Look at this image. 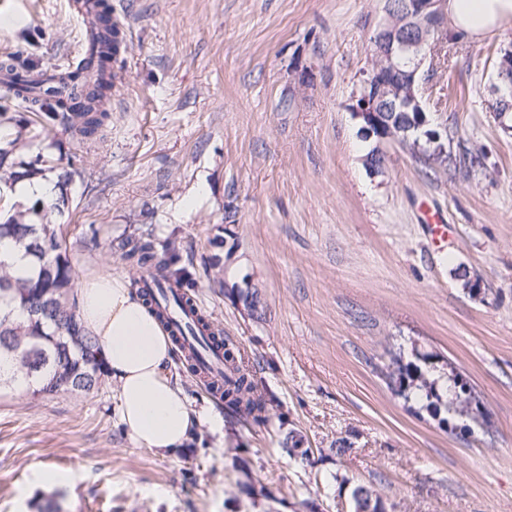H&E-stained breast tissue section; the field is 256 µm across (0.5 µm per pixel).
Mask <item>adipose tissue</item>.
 I'll list each match as a JSON object with an SVG mask.
<instances>
[{"instance_id": "ef3b65f1", "label": "adipose tissue", "mask_w": 512, "mask_h": 512, "mask_svg": "<svg viewBox=\"0 0 512 512\" xmlns=\"http://www.w3.org/2000/svg\"><path fill=\"white\" fill-rule=\"evenodd\" d=\"M456 36L474 41L512 23V0H446ZM81 323L102 348L117 387V420L138 446L182 448L210 410L191 407L173 371L175 345L126 276L101 270L73 292Z\"/></svg>"}]
</instances>
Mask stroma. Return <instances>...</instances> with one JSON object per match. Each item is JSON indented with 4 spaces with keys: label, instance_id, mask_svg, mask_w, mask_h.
Listing matches in <instances>:
<instances>
[{
    "label": "stroma",
    "instance_id": "stroma-1",
    "mask_svg": "<svg viewBox=\"0 0 512 512\" xmlns=\"http://www.w3.org/2000/svg\"><path fill=\"white\" fill-rule=\"evenodd\" d=\"M111 3L126 47L104 141L76 154L57 131L26 156L72 165L76 275L138 278L118 237L172 243L270 421H237L180 358L181 386L212 418L166 456L118 424L109 376L89 392L0 387V512H38L51 494L64 512H351L360 484L387 512H512V131L489 110L512 24L443 38L425 60V111L452 132L430 176L398 141L363 138L351 112L386 0ZM6 13L0 53L44 70L80 54L76 0H0ZM467 151L484 161L469 177ZM214 253L223 273L205 264ZM417 350L434 375L469 380L481 419L451 433L393 393L392 354ZM292 431L309 457L284 452ZM40 469L61 483L33 485Z\"/></svg>",
    "mask_w": 512,
    "mask_h": 512
}]
</instances>
